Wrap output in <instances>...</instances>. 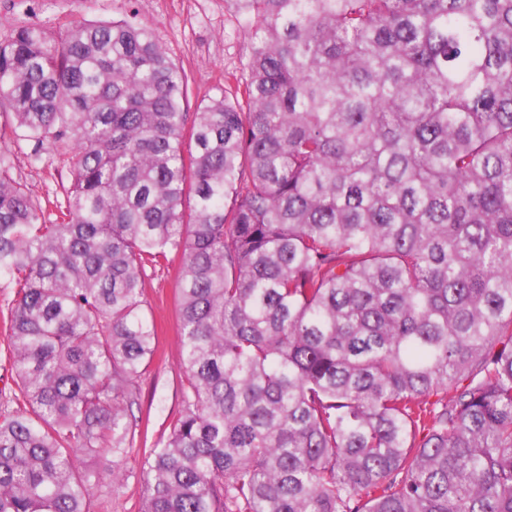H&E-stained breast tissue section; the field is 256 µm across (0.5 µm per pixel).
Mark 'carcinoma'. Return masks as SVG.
<instances>
[{"instance_id": "cac0c4a2", "label": "carcinoma", "mask_w": 512, "mask_h": 512, "mask_svg": "<svg viewBox=\"0 0 512 512\" xmlns=\"http://www.w3.org/2000/svg\"><path fill=\"white\" fill-rule=\"evenodd\" d=\"M247 76L187 112L149 25L0 30L15 388L0 512H90L180 257L181 411L142 512H512V0H226ZM9 147L15 152V172L14 177L25 184L32 195L41 202L45 216L55 213L56 195L59 199L61 196V181L65 184L68 182V173L66 168L55 159L53 163L48 161L34 162L28 158L33 143H21L20 148L13 143H9Z\"/></svg>"}]
</instances>
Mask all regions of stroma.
<instances>
[{"label": "stroma", "mask_w": 512, "mask_h": 512, "mask_svg": "<svg viewBox=\"0 0 512 512\" xmlns=\"http://www.w3.org/2000/svg\"><path fill=\"white\" fill-rule=\"evenodd\" d=\"M136 15L151 24L167 51L183 64L192 79V102H199L222 84L225 76L245 77L249 34L226 0H0V23H37L58 34L70 21L121 20ZM31 144L15 151L17 180L38 198L45 214L55 211L60 185L68 173L60 163L31 160ZM178 263L144 278V309L157 328V349L146 371L135 381L131 411L148 442L170 432L180 409L182 374L176 321ZM147 453L135 445L116 465L121 473L112 487H93L91 512H140L146 494L143 477Z\"/></svg>", "instance_id": "stroma-1"}]
</instances>
